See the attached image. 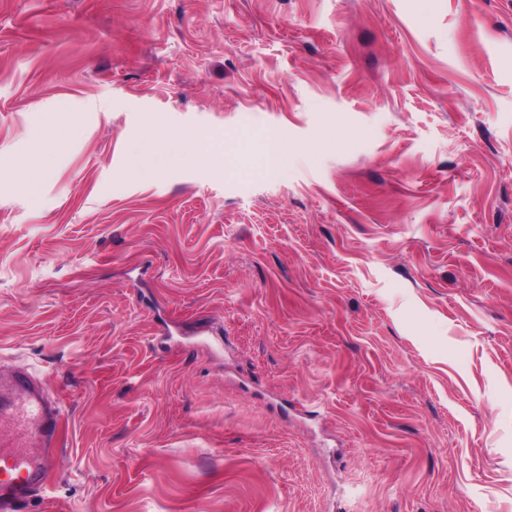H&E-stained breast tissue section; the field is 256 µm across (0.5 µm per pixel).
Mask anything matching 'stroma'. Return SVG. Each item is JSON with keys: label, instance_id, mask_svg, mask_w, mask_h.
I'll return each mask as SVG.
<instances>
[{"label": "stroma", "instance_id": "35a3bbf8", "mask_svg": "<svg viewBox=\"0 0 512 512\" xmlns=\"http://www.w3.org/2000/svg\"><path fill=\"white\" fill-rule=\"evenodd\" d=\"M20 370L19 512H512V0H0ZM41 160L40 149L35 147L23 165L22 185L27 195L33 198L40 194L46 176ZM0 395V511L18 512L17 503L44 489L55 471L53 448L61 417L43 385L13 376Z\"/></svg>", "mask_w": 512, "mask_h": 512}]
</instances>
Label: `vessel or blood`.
<instances>
[{"label":"vessel or blood","instance_id":"1","mask_svg":"<svg viewBox=\"0 0 512 512\" xmlns=\"http://www.w3.org/2000/svg\"><path fill=\"white\" fill-rule=\"evenodd\" d=\"M0 395V512H18L17 504L44 489L55 471L51 449L61 417L46 388L22 374Z\"/></svg>","mask_w":512,"mask_h":512}]
</instances>
